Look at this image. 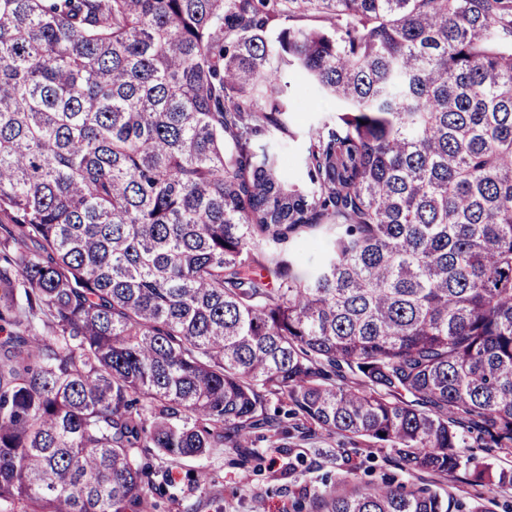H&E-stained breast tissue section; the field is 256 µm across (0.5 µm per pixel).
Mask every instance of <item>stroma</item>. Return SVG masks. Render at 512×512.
Returning <instances> with one entry per match:
<instances>
[{
	"label": "stroma",
	"mask_w": 512,
	"mask_h": 512,
	"mask_svg": "<svg viewBox=\"0 0 512 512\" xmlns=\"http://www.w3.org/2000/svg\"><path fill=\"white\" fill-rule=\"evenodd\" d=\"M288 80V120L298 133L290 148L297 152L304 145V132L332 115L337 105L297 74H290ZM251 440L257 457L246 464L233 448L178 462L159 459V467L168 469L175 482L176 498L160 499L156 512H296L326 484L339 482L353 470L362 483L390 480L413 489L447 492L464 512H512V488L478 484L468 468L445 480L427 473L412 479L395 466L388 448H368L327 435L309 441L292 437L284 448L270 447L258 431ZM197 468L212 474L210 485L199 488L188 483L186 471Z\"/></svg>",
	"instance_id": "obj_1"
}]
</instances>
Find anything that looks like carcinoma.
Segmentation results:
<instances>
[{"instance_id":"1","label":"carcinoma","mask_w":512,"mask_h":512,"mask_svg":"<svg viewBox=\"0 0 512 512\" xmlns=\"http://www.w3.org/2000/svg\"><path fill=\"white\" fill-rule=\"evenodd\" d=\"M289 73L339 104L299 157ZM1 217L0 512H150L257 430L512 486L462 455L512 453V0H0Z\"/></svg>"}]
</instances>
